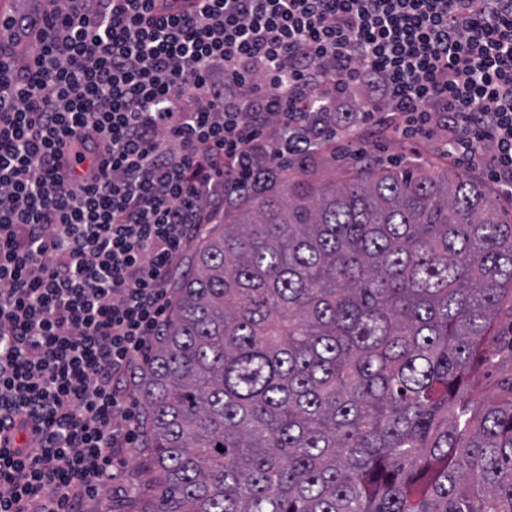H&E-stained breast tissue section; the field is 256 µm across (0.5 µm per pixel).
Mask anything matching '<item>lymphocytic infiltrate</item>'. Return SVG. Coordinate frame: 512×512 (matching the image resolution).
Segmentation results:
<instances>
[{
    "mask_svg": "<svg viewBox=\"0 0 512 512\" xmlns=\"http://www.w3.org/2000/svg\"><path fill=\"white\" fill-rule=\"evenodd\" d=\"M512 196V0H63L0 37V512H86L183 251L307 129Z\"/></svg>",
    "mask_w": 512,
    "mask_h": 512,
    "instance_id": "obj_1",
    "label": "lymphocytic infiltrate"
}]
</instances>
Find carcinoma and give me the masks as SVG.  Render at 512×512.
Masks as SVG:
<instances>
[{"mask_svg": "<svg viewBox=\"0 0 512 512\" xmlns=\"http://www.w3.org/2000/svg\"><path fill=\"white\" fill-rule=\"evenodd\" d=\"M328 132L193 251L136 384L153 512H512V216L471 172L357 158ZM511 328V315L503 314L495 324L493 336L487 337L490 346L495 347L498 353L492 359L479 363L482 386L472 394L476 402L495 400L499 394L500 382L512 374V354L509 349L512 338Z\"/></svg>", "mask_w": 512, "mask_h": 512, "instance_id": "obj_1", "label": "carcinoma"}]
</instances>
